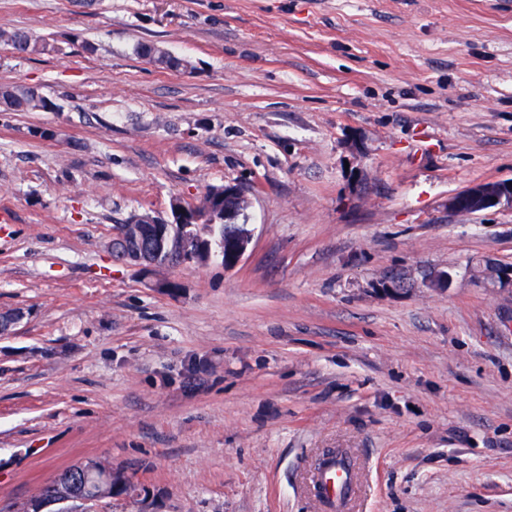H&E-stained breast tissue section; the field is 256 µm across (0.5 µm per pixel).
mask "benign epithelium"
<instances>
[{
	"label": "benign epithelium",
	"mask_w": 512,
	"mask_h": 512,
	"mask_svg": "<svg viewBox=\"0 0 512 512\" xmlns=\"http://www.w3.org/2000/svg\"><path fill=\"white\" fill-rule=\"evenodd\" d=\"M236 200L251 205L248 193L241 185L227 183L224 185V193L211 196L207 207L211 211H221L227 216L232 213L228 204ZM502 203L512 205V185L507 181L482 182L451 197L448 200V209L458 214H473ZM128 223L140 225V235L153 242L148 250L118 254L121 260L130 264L143 268L191 262L206 264L215 257L210 240L214 227L212 223L180 225V248L170 244L172 225L160 223L158 217L150 212L134 214ZM252 239L253 235L249 233L241 239L227 243L224 268L232 269L242 261ZM482 276L492 282L512 283V265L488 262L482 270ZM90 473L98 474L97 482L92 489L86 483V476ZM116 483L130 486L129 482L114 478L111 466L89 460L57 473L42 484V490L60 504L91 501L100 504L109 499L105 488Z\"/></svg>",
	"instance_id": "1"
}]
</instances>
